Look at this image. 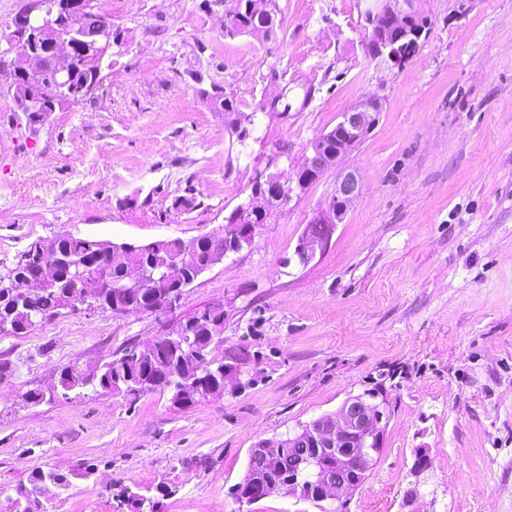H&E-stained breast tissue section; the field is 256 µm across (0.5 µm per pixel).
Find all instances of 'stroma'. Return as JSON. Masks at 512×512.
I'll use <instances>...</instances> for the list:
<instances>
[{
	"instance_id": "stroma-1",
	"label": "stroma",
	"mask_w": 512,
	"mask_h": 512,
	"mask_svg": "<svg viewBox=\"0 0 512 512\" xmlns=\"http://www.w3.org/2000/svg\"><path fill=\"white\" fill-rule=\"evenodd\" d=\"M92 5L124 46L79 103L29 120L0 72V269L62 233L211 235L344 109L374 96L383 112L341 163L361 195L307 266L290 258L332 170L174 308L0 334V487L90 461L96 473L48 512H115L116 483L165 484L161 512H512V0H416L428 30L401 67L369 53L367 0H268L273 31L234 37L235 0ZM217 89L234 111L211 105ZM284 92L301 109L269 113ZM189 192L193 207L175 208ZM218 303L221 355L247 351L223 395L186 409L163 391L52 395L65 367L117 359ZM378 386L383 447L357 490L236 499L250 448Z\"/></svg>"
}]
</instances>
